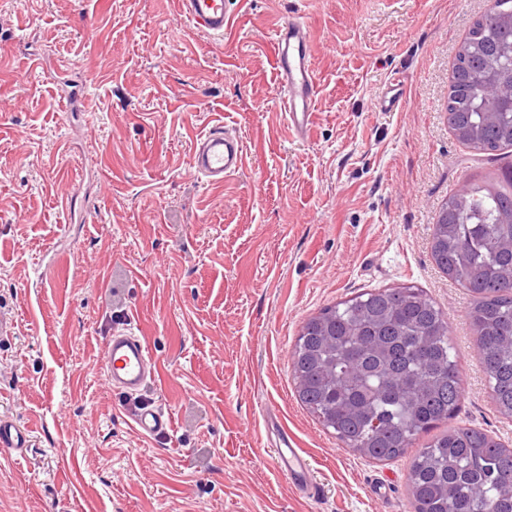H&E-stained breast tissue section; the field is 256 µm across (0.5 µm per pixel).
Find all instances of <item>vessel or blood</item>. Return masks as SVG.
Returning <instances> with one entry per match:
<instances>
[{"mask_svg":"<svg viewBox=\"0 0 512 512\" xmlns=\"http://www.w3.org/2000/svg\"><path fill=\"white\" fill-rule=\"evenodd\" d=\"M180 17L195 31L212 36L223 35L229 25L224 0H176ZM275 64L280 85V107L289 129L303 134L311 123L316 81L312 67L313 44L303 21L283 22L274 32ZM245 160L239 139L212 127L198 139L192 158L195 173L207 184H223L225 178L238 173ZM104 374L107 382L126 394L141 391L155 376L156 364L145 341L131 331H117L108 336L104 346ZM168 417L156 409H144L133 417L132 428L141 437L164 433ZM31 442L29 430L0 415V456H18ZM277 463L294 488L313 494L317 486L309 478V468L288 434H281Z\"/></svg>","mask_w":512,"mask_h":512,"instance_id":"b4317fda","label":"vessel or blood"}]
</instances>
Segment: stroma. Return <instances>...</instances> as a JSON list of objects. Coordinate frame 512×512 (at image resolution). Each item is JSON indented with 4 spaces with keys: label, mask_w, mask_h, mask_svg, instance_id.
<instances>
[{
    "label": "stroma",
    "mask_w": 512,
    "mask_h": 512,
    "mask_svg": "<svg viewBox=\"0 0 512 512\" xmlns=\"http://www.w3.org/2000/svg\"><path fill=\"white\" fill-rule=\"evenodd\" d=\"M486 0H224L223 36L175 0H0V414L32 429L0 458V512H413L410 457L342 447L299 402L291 353L322 308L364 291L422 289L448 315L463 398L452 427L512 447L468 318L471 297L430 248L441 205L501 185L491 154L448 126L459 45ZM314 41L312 124L290 134L273 30ZM89 109L67 106L62 71ZM390 112L375 101L392 84ZM233 128L244 168L220 185L190 165ZM133 329L159 372L140 393L102 371ZM169 413L152 438L143 407ZM288 430L317 497L275 456ZM169 418L157 409H143L133 417L132 428L141 437L151 438L169 428Z\"/></svg>",
    "instance_id": "stroma-1"
}]
</instances>
